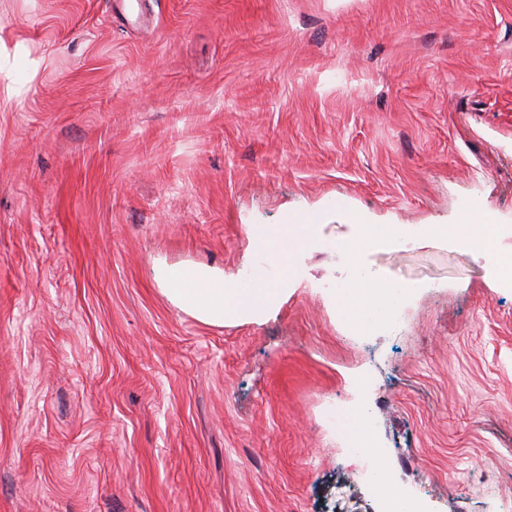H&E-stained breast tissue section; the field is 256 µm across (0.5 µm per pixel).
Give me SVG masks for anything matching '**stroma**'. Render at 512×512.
Wrapping results in <instances>:
<instances>
[{"label":"stroma","instance_id":"35a3bbf8","mask_svg":"<svg viewBox=\"0 0 512 512\" xmlns=\"http://www.w3.org/2000/svg\"><path fill=\"white\" fill-rule=\"evenodd\" d=\"M473 203L512 254V0H0V512H385L363 401L425 512H512V287L453 239L359 252L417 286L391 336L330 250L237 322L160 278ZM359 416L362 418L366 423H368V411L365 406L359 407ZM357 416H348L344 422L343 425L345 427L346 434L348 435L351 444L354 447L353 450L359 451V452H366L371 454H376L378 448H370L366 447V443L364 441V434L368 427L366 424Z\"/></svg>","mask_w":512,"mask_h":512}]
</instances>
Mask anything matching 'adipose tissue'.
Here are the masks:
<instances>
[{
    "instance_id": "adipose-tissue-1",
    "label": "adipose tissue",
    "mask_w": 512,
    "mask_h": 512,
    "mask_svg": "<svg viewBox=\"0 0 512 512\" xmlns=\"http://www.w3.org/2000/svg\"><path fill=\"white\" fill-rule=\"evenodd\" d=\"M429 234L453 235L475 257L494 265L501 276L512 281V256L497 251V227L493 224H456L432 226ZM312 220L294 216L273 228L253 230L255 250L266 253L283 268L285 276H294L297 265L314 243ZM171 292L180 308L198 318L224 322L240 317H258L271 309L283 292L282 283H272L263 270H255L251 279L242 281L196 268L165 272ZM409 284L390 282L378 285L374 276L365 275L342 281L334 296L342 308H355L362 324L376 322L394 305L412 293Z\"/></svg>"
}]
</instances>
